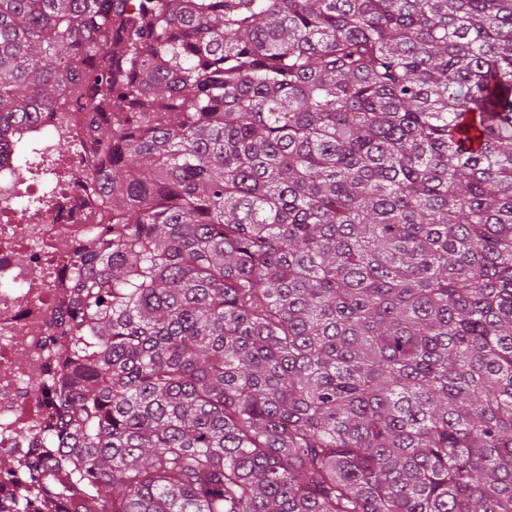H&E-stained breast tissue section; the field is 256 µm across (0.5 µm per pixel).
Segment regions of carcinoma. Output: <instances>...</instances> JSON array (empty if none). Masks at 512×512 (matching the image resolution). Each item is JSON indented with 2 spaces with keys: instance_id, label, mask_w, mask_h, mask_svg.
I'll return each instance as SVG.
<instances>
[{
  "instance_id": "obj_1",
  "label": "carcinoma",
  "mask_w": 512,
  "mask_h": 512,
  "mask_svg": "<svg viewBox=\"0 0 512 512\" xmlns=\"http://www.w3.org/2000/svg\"><path fill=\"white\" fill-rule=\"evenodd\" d=\"M126 2L0 0L112 210L43 512H512V0Z\"/></svg>"
}]
</instances>
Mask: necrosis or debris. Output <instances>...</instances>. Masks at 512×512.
<instances>
[{
    "label": "necrosis or debris",
    "instance_id": "1",
    "mask_svg": "<svg viewBox=\"0 0 512 512\" xmlns=\"http://www.w3.org/2000/svg\"><path fill=\"white\" fill-rule=\"evenodd\" d=\"M40 113L0 144V503L24 484L28 461L45 448L61 407L59 367L70 339L76 260L112 215L87 176L99 161L87 110ZM73 142L62 153V141Z\"/></svg>",
    "mask_w": 512,
    "mask_h": 512
}]
</instances>
